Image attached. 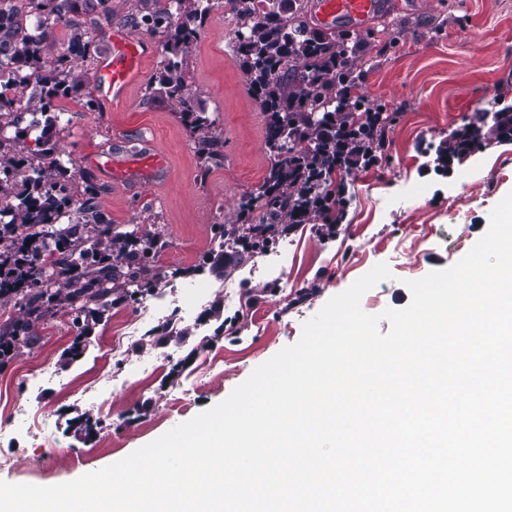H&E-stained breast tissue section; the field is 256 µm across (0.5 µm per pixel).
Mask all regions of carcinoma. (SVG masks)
<instances>
[{
  "label": "carcinoma",
  "instance_id": "obj_1",
  "mask_svg": "<svg viewBox=\"0 0 512 512\" xmlns=\"http://www.w3.org/2000/svg\"><path fill=\"white\" fill-rule=\"evenodd\" d=\"M111 0H0V76L14 80L13 99L0 97V138L34 140L26 154L0 147V311L22 315L0 328V367L30 347L44 322L66 310L77 329L67 361L86 349L88 321H109L112 310L133 308L157 295L166 273L158 257L167 245L160 214L147 208L145 221L112 223L102 209L93 173L77 166L47 138L62 124V101L79 95L85 112L101 102L76 70L103 52L94 31L112 20ZM241 21L234 44L248 90L267 116L265 147L274 163L257 192L242 199L235 224L212 227L218 251L203 254L193 271L232 274L276 245V226L302 224L328 209L341 157L378 160L376 114L383 105L359 93L358 61L364 42L348 31L312 27L306 0H225ZM125 21L160 39L163 55L152 99L177 107L194 145L202 175L224 164L218 117L202 105L188 83L187 58L209 21L212 0H126ZM40 18L34 29L29 18ZM67 19V31L57 27ZM39 119L19 127L13 104ZM512 139V105L473 119L448 134L437 160L461 161L493 140ZM75 208L81 221L53 223ZM248 241L235 261H224V246Z\"/></svg>",
  "mask_w": 512,
  "mask_h": 512
}]
</instances>
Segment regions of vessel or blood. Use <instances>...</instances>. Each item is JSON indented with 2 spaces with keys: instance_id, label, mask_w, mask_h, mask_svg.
<instances>
[{
  "instance_id": "1",
  "label": "vessel or blood",
  "mask_w": 512,
  "mask_h": 512,
  "mask_svg": "<svg viewBox=\"0 0 512 512\" xmlns=\"http://www.w3.org/2000/svg\"><path fill=\"white\" fill-rule=\"evenodd\" d=\"M383 6L382 0H315L314 16L323 25L347 20L361 25ZM151 51L146 41L113 33L108 51L100 59L94 79V93L103 102L125 103L131 90L143 79V67ZM93 164L109 180L138 182L141 177L164 171L165 162L146 135L133 142L130 155H104Z\"/></svg>"
}]
</instances>
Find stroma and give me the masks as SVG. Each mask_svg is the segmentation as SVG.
<instances>
[{"mask_svg":"<svg viewBox=\"0 0 512 512\" xmlns=\"http://www.w3.org/2000/svg\"><path fill=\"white\" fill-rule=\"evenodd\" d=\"M369 26L362 90L392 117L378 167L339 176L347 206L335 234L311 216L221 280L195 269L215 247L212 227L235 221L272 164L233 30L211 18L188 60L190 88L217 110L224 134V163L207 176L174 105L147 98L145 85L101 112L66 102L71 122L49 137L77 162L112 152L131 131L153 132L168 180L104 182L101 206L116 224H132L145 206L161 214L169 245L159 265L168 277L157 299L93 326L77 361L63 362L75 331L61 311L0 368V480L54 485L123 459L225 400L376 264L391 276L361 298L372 315L406 307L407 281L454 265L484 235L512 192V141L491 142L449 173L438 169L436 150L478 110L512 104V0H393ZM172 317L190 336L154 346ZM84 413L102 422L88 437L71 425Z\"/></svg>","mask_w":512,"mask_h":512,"instance_id":"obj_1","label":"stroma"}]
</instances>
